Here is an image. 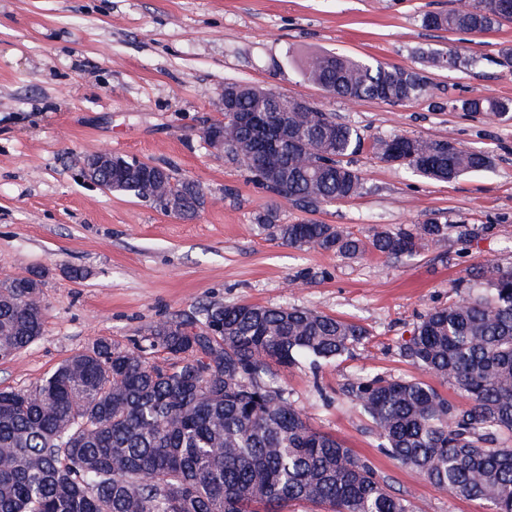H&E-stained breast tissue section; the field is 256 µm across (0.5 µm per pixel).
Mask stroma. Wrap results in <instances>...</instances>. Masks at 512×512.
Returning <instances> with one entry per match:
<instances>
[{
	"label": "stroma",
	"mask_w": 512,
	"mask_h": 512,
	"mask_svg": "<svg viewBox=\"0 0 512 512\" xmlns=\"http://www.w3.org/2000/svg\"><path fill=\"white\" fill-rule=\"evenodd\" d=\"M450 0H0V282L45 270L43 336L0 361V389L25 388L99 338L130 345L140 329L195 316L209 303L295 305L362 325L368 339L319 375L276 370L315 428L367 459L416 512H488L453 496L382 451L341 388L361 371L426 375L399 355L421 315L448 302L452 283L477 263L512 269V119L463 112L460 100L512 98V21L483 33L424 29L423 13ZM459 50L467 68L423 67L419 52ZM413 68L429 92L403 105L350 101L308 82L313 52ZM250 83L303 98L359 130L349 157L359 197L309 211L249 179L212 148L224 120V85ZM392 133L448 140L493 157L492 168L452 182L378 161ZM108 151L194 180L206 204L192 219L103 190L83 177L85 156ZM337 224L364 238L373 228L437 215L478 227L449 235L410 261L375 253L348 259L290 247L255 218ZM83 269L75 279L69 268ZM327 400H320L316 386Z\"/></svg>",
	"instance_id": "1"
}]
</instances>
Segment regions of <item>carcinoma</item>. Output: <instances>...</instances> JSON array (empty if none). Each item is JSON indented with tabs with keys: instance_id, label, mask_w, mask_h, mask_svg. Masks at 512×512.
<instances>
[{
	"instance_id": "cac0c4a2",
	"label": "carcinoma",
	"mask_w": 512,
	"mask_h": 512,
	"mask_svg": "<svg viewBox=\"0 0 512 512\" xmlns=\"http://www.w3.org/2000/svg\"><path fill=\"white\" fill-rule=\"evenodd\" d=\"M512 19V0H456L427 12L428 30L488 31ZM455 50L423 56L436 70ZM308 81L349 100L404 104L427 84L409 68L331 52L302 61ZM232 107L205 135L224 133V154L266 166L252 178L302 208L360 196L364 182L344 163L363 146L358 130L313 105L288 113L283 155L268 130L261 145L240 112L265 113L290 98L246 83H226ZM461 109L512 117V99L474 96ZM380 161L438 181L492 165L491 155L446 140L391 134L372 145ZM181 204L184 218L205 205L200 186L173 171L112 157L113 191L149 201L145 173ZM261 232L295 247L345 258L374 251L413 257L430 245L479 230L427 217L406 227L376 228L359 238L335 224H281L277 212L256 218ZM45 272L0 285V358L43 336ZM448 304L429 310L399 355L451 385L448 399L433 385L365 373L342 387L370 422L379 446L401 466L489 512H512V271L472 266L451 285ZM367 338L348 319L294 305L210 304L199 316L148 326L132 346L99 339L40 382L0 389V512H415L365 459L336 436L313 427L278 384L273 367L301 363L318 373Z\"/></svg>"
}]
</instances>
